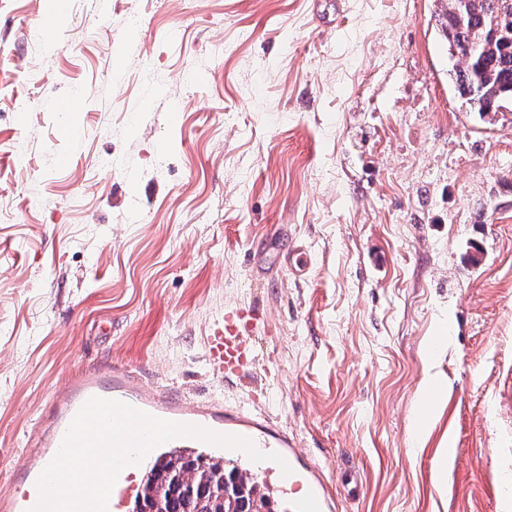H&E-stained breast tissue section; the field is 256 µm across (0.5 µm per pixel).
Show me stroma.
Instances as JSON below:
<instances>
[{
	"mask_svg": "<svg viewBox=\"0 0 512 512\" xmlns=\"http://www.w3.org/2000/svg\"><path fill=\"white\" fill-rule=\"evenodd\" d=\"M435 10L0 0V499L56 393L116 366L287 431L335 512H512V102L459 98ZM239 309L228 382L206 336ZM252 316L239 310L217 321L207 339L210 366L225 381L239 380L255 363V336L250 333Z\"/></svg>",
	"mask_w": 512,
	"mask_h": 512,
	"instance_id": "stroma-1",
	"label": "stroma"
}]
</instances>
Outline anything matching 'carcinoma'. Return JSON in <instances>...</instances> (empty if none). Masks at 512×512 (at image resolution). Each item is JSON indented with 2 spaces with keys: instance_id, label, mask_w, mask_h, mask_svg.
Instances as JSON below:
<instances>
[{
  "instance_id": "cac0c4a2",
  "label": "carcinoma",
  "mask_w": 512,
  "mask_h": 512,
  "mask_svg": "<svg viewBox=\"0 0 512 512\" xmlns=\"http://www.w3.org/2000/svg\"><path fill=\"white\" fill-rule=\"evenodd\" d=\"M449 80L481 115L512 100V4L508 0H438ZM150 473L141 503L159 498L165 512H274L264 486L236 466L203 452L170 449Z\"/></svg>"
}]
</instances>
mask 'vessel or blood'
Segmentation results:
<instances>
[{
    "label": "vessel or blood",
    "instance_id": "b4317fda",
    "mask_svg": "<svg viewBox=\"0 0 512 512\" xmlns=\"http://www.w3.org/2000/svg\"><path fill=\"white\" fill-rule=\"evenodd\" d=\"M251 316L239 310L216 322L207 339L206 355L210 366L225 380L240 379L255 362V338L250 332ZM101 397L125 402L160 419L195 425L213 433L245 437L257 450L266 453L259 467L284 512H334L335 505L319 471L301 466L294 443L287 433L241 413H225L219 405L186 402L168 392L145 387L128 371L114 367L108 371L92 369L56 395L54 410L41 440L44 462L58 453L66 432L87 400ZM290 475H283L282 465ZM156 452H149L141 464L125 467L112 488L107 512H130L140 490L141 469L155 468Z\"/></svg>",
    "mask_w": 512,
    "mask_h": 512
}]
</instances>
